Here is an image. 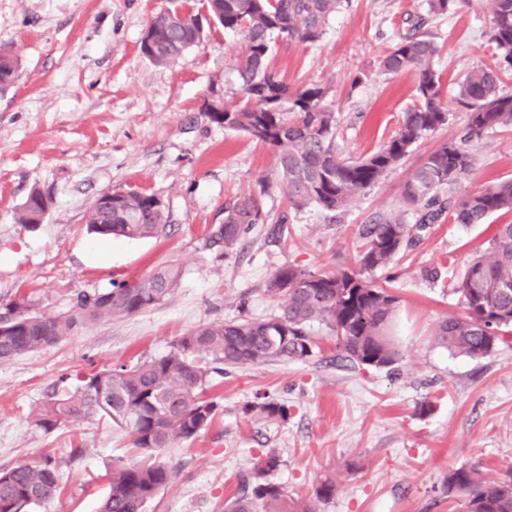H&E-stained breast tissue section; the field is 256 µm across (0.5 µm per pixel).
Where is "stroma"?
<instances>
[{
    "mask_svg": "<svg viewBox=\"0 0 512 512\" xmlns=\"http://www.w3.org/2000/svg\"><path fill=\"white\" fill-rule=\"evenodd\" d=\"M204 4L0 0V46L18 60L14 84L0 92V307L24 297L34 311L57 315L78 294L143 278L158 264L183 271L179 287L159 304L87 322L53 346L0 363V468L45 453L59 464V493L35 512H96L113 459L137 455L125 430L96 417L50 432L36 426L30 411L58 376L164 355L203 323L277 313L280 301L267 284L278 267L354 265L359 225L401 205L405 164L356 198L338 221L313 206L290 209L273 150L213 123L204 110L214 91L228 108L243 100L240 33L212 28L164 66L141 52L157 13L196 14ZM420 17L439 49L433 68L452 116L418 141L417 159L462 135L467 115L454 101L459 85L470 71L497 62L490 0H462L445 14L430 13L427 0H346L318 42H276L271 63L289 83L327 87L344 154L377 150L413 105L415 72L384 74L380 59ZM467 148L474 168L456 194L512 179L511 129L489 132ZM34 189L49 201L47 217L36 226L17 223ZM131 190L162 200L166 235L87 234L91 204L103 193ZM246 193L259 198L270 223L246 231L229 254L207 249L225 206ZM509 222L512 212L483 224L434 225L415 248L375 272L399 298L394 365L351 367L320 329L319 348L307 361L210 374L205 394L220 401L221 411L194 439L157 454L176 477L147 512H220L269 451L282 461L273 481L316 512H464L442 494L449 471L472 465L493 481L512 468V340L474 360L440 347L436 332L443 318L462 312L448 270L463 271L496 225ZM434 268L439 277H425ZM264 394L287 402V421L243 413ZM328 478L333 496L316 500V487Z\"/></svg>",
    "mask_w": 512,
    "mask_h": 512,
    "instance_id": "35a3bbf8",
    "label": "stroma"
}]
</instances>
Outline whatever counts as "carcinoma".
<instances>
[{"label":"carcinoma","instance_id":"cac0c4a2","mask_svg":"<svg viewBox=\"0 0 512 512\" xmlns=\"http://www.w3.org/2000/svg\"><path fill=\"white\" fill-rule=\"evenodd\" d=\"M206 5L212 18L206 23L170 10L156 15L148 26L153 41L143 54L165 65L199 43L213 22L244 33L238 73L245 101L224 111L221 125L275 150L276 174L295 210L313 205L333 216L344 213L357 196L402 164L420 138L450 120L441 78L432 67L436 46L424 35L407 34L389 47L380 66L388 74L416 71L415 104L380 148L345 156L336 115L324 105L328 88L292 86L269 63L274 37L317 42L343 0H207ZM490 40L499 53V67L512 68V0H493ZM16 73L11 49L0 46V92L12 86ZM500 81V71L493 68L479 67L466 75L457 98L467 114L464 136L441 144L412 166L400 188L404 209L360 225L355 267L310 270L285 263L268 284V292L281 299L280 314L205 323L178 338L161 357L133 366L93 368L73 386L62 377L32 409L35 424L53 431L100 416L128 429L134 447L159 452L194 438L218 415L220 405L202 396L210 371L272 360L306 361L318 348L312 331L316 323L336 338L341 359L352 366L382 369L394 364L399 351L388 328L398 298L371 279V272L415 247L434 224H483L495 213L512 212V180L463 196L443 192L471 173L468 142L512 126V95L500 91ZM156 200L152 194L128 191L110 211L95 202L87 211V231L127 239L164 235L165 207ZM46 203L41 191H32L18 222L42 223ZM266 221L257 197L245 194L224 208V223L209 232L205 246L227 253L250 225ZM181 277L175 265L158 266L139 280L78 295L65 315L37 313L25 300L12 301L0 314V362L52 346L80 322L151 307L169 296ZM453 292L464 314L440 322L438 344L471 359L488 356L512 334V223L497 225L486 250L454 277ZM243 411L268 421L285 422L289 416L286 403L269 397ZM280 465L273 451L261 457L253 481L224 502V512H312L306 502L288 501L285 488L268 479ZM174 478L164 464L116 458L99 512H146L158 490ZM57 492L58 468L49 455L0 469V512H30ZM444 494L460 500L465 512H512V469L485 482L475 467L462 465L448 473Z\"/></svg>","mask_w":512,"mask_h":512}]
</instances>
